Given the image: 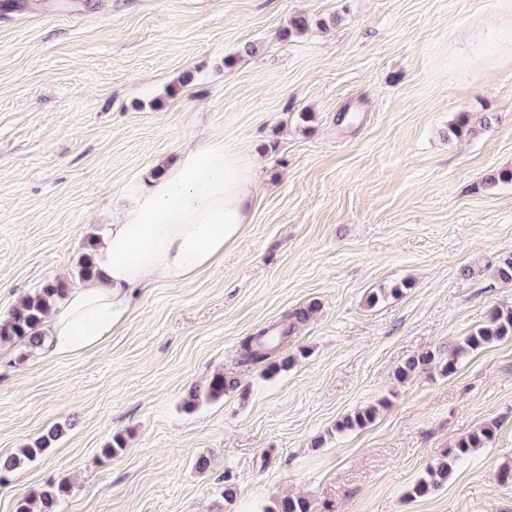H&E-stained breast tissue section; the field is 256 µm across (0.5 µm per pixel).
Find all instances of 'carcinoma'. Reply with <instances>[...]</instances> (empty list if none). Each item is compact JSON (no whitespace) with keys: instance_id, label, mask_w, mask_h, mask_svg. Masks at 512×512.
Wrapping results in <instances>:
<instances>
[{"instance_id":"1","label":"carcinoma","mask_w":512,"mask_h":512,"mask_svg":"<svg viewBox=\"0 0 512 512\" xmlns=\"http://www.w3.org/2000/svg\"><path fill=\"white\" fill-rule=\"evenodd\" d=\"M308 29V19L297 16L290 20L289 26L279 32V38L286 41L295 33ZM98 240L88 237L82 245V252L75 266L72 277H55L44 282L39 288L15 304L6 319L0 320V346H13L20 343L25 351L32 353L42 349L46 340L42 325L53 308L68 294L69 288L77 281H87L98 274L95 264V252ZM272 330L264 329L245 337L239 346L238 364L253 367L267 363L276 346L270 344ZM512 339V307L494 309L488 324L481 326L462 338L455 346L448 348V354L442 356L433 351L420 352L403 362L396 371L401 381L426 372L434 366L439 367L444 376L457 372L462 361L470 354L504 339ZM235 379H229L218 372L203 389H192L185 402L187 406L196 405L200 399L217 400L236 388ZM377 415V408L367 406L358 408L336 423L339 432L363 429L371 424ZM497 426L493 423L481 426L461 437L447 458L432 465L424 478L412 488L413 498L434 494L448 484L456 464L470 455L477 448H484L496 434ZM64 434V427L56 424L41 433L32 442L19 449V452L5 458L0 457V482L26 461H31L55 446ZM71 492L68 480L47 484L33 492L17 506L16 512H57L61 500ZM265 512H310L309 501L301 497L284 496L275 502V506Z\"/></svg>"}]
</instances>
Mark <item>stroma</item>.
Returning a JSON list of instances; mask_svg holds the SVG:
<instances>
[{"label":"stroma","mask_w":512,"mask_h":512,"mask_svg":"<svg viewBox=\"0 0 512 512\" xmlns=\"http://www.w3.org/2000/svg\"><path fill=\"white\" fill-rule=\"evenodd\" d=\"M496 7L0 0V319L71 274L86 235L157 161L220 137L257 190L221 263L140 289L99 347L0 350V457L66 427L0 484V512L64 478L73 491L58 512H264L288 494L311 512H512V484L498 480L512 466V340L449 377H395L512 306L496 273L512 254V183H484L512 169V54ZM298 15L308 30L280 41ZM395 286L400 296L367 304ZM311 305L287 367L238 366L243 338ZM219 371L236 389L186 410L188 390ZM368 405L372 424L336 432ZM488 423V447L411 497ZM116 434L124 450L104 455ZM496 430L497 426L491 423L461 437L448 457L432 465L426 476L413 486L411 497H426L443 488L453 475L457 462L470 455L476 448H485L494 439Z\"/></svg>","instance_id":"35a3bbf8"}]
</instances>
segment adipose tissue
I'll return each instance as SVG.
<instances>
[{"label":"adipose tissue","instance_id":"1","mask_svg":"<svg viewBox=\"0 0 512 512\" xmlns=\"http://www.w3.org/2000/svg\"><path fill=\"white\" fill-rule=\"evenodd\" d=\"M127 199L100 239L98 280L71 288L49 317L50 357L81 354L127 319L137 289L176 284L213 267L249 224L255 208L252 171L210 138L159 173L128 184Z\"/></svg>","mask_w":512,"mask_h":512}]
</instances>
